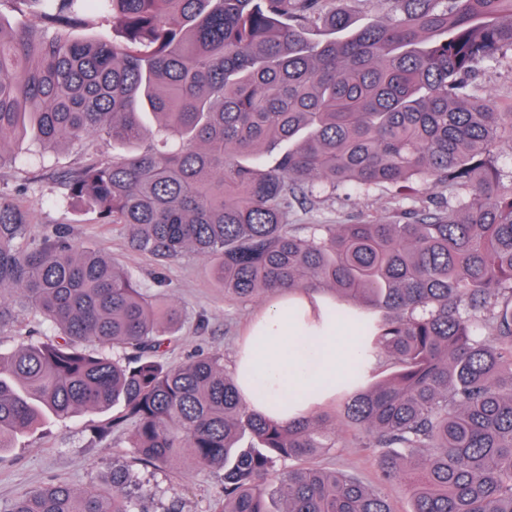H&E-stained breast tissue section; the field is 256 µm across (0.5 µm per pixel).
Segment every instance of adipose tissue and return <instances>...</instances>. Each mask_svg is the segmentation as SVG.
<instances>
[{"label":"adipose tissue","mask_w":512,"mask_h":512,"mask_svg":"<svg viewBox=\"0 0 512 512\" xmlns=\"http://www.w3.org/2000/svg\"><path fill=\"white\" fill-rule=\"evenodd\" d=\"M358 350L353 330L311 324L284 298L265 309L250 330L235 376L248 405H274L285 422L314 410L318 390L334 386Z\"/></svg>","instance_id":"obj_1"}]
</instances>
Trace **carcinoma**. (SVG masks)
<instances>
[{"label":"carcinoma","mask_w":512,"mask_h":512,"mask_svg":"<svg viewBox=\"0 0 512 512\" xmlns=\"http://www.w3.org/2000/svg\"><path fill=\"white\" fill-rule=\"evenodd\" d=\"M87 1L112 37L74 35ZM7 2L0 166L29 134L106 138L112 158L64 175L68 197L160 266L206 259L227 302L329 294L315 317L354 327L361 352L334 408L251 410L223 355L156 360L177 305L0 195V334L17 305L58 330L0 352V452L48 414L113 408L98 436L122 432L134 459L224 472L214 512H397L318 463L351 445L377 449L408 512H512V181L494 171L512 113L466 81L512 52V0H389L365 25L336 0ZM415 180L462 194L403 222L288 223L319 186ZM4 512L144 510L120 465L110 486L52 483Z\"/></svg>","instance_id":"obj_1"}]
</instances>
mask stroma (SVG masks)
<instances>
[{"instance_id":"stroma-1","label":"stroma","mask_w":512,"mask_h":512,"mask_svg":"<svg viewBox=\"0 0 512 512\" xmlns=\"http://www.w3.org/2000/svg\"><path fill=\"white\" fill-rule=\"evenodd\" d=\"M471 84L479 97L492 99L499 111L512 112V53H504L483 67ZM111 155V142L100 138L54 151L41 149L29 138L15 141L11 161L0 166V194L19 199L29 209L36 230L70 227L79 242L100 248L124 266L147 294L182 308L176 339L159 354L164 365L183 363L202 350L221 353L227 364H234L247 325L273 303V296L263 295L240 306L225 302L223 290L208 278L207 260L188 256L158 267L149 255L128 249L123 230L98 223L95 213L68 199L60 185L62 175L90 158ZM454 198L450 188L419 181L405 191L389 185L333 195L321 191L295 205L288 221L369 224L397 219L406 211ZM160 275L166 280L162 288L155 285ZM111 418L108 411H83L65 419L51 417L38 429L18 436L14 448L0 453V512H6L17 496L48 483L62 481L79 490L109 483L112 465L119 461L129 468L142 512H170L174 507L179 512H209L223 494L222 473L195 469L186 457L164 467L140 465L121 447L120 434L99 438V427ZM322 462L363 482H379L370 449L338 448L323 456Z\"/></svg>"}]
</instances>
